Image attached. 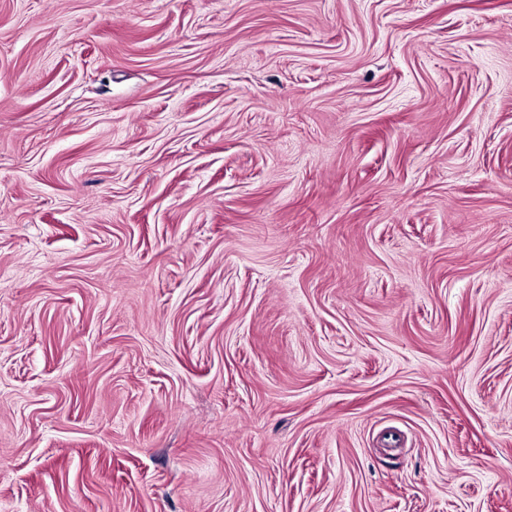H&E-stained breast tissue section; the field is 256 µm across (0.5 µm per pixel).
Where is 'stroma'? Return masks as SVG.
Segmentation results:
<instances>
[{
	"mask_svg": "<svg viewBox=\"0 0 512 512\" xmlns=\"http://www.w3.org/2000/svg\"><path fill=\"white\" fill-rule=\"evenodd\" d=\"M0 512H512V0H0Z\"/></svg>",
	"mask_w": 512,
	"mask_h": 512,
	"instance_id": "stroma-1",
	"label": "stroma"
}]
</instances>
